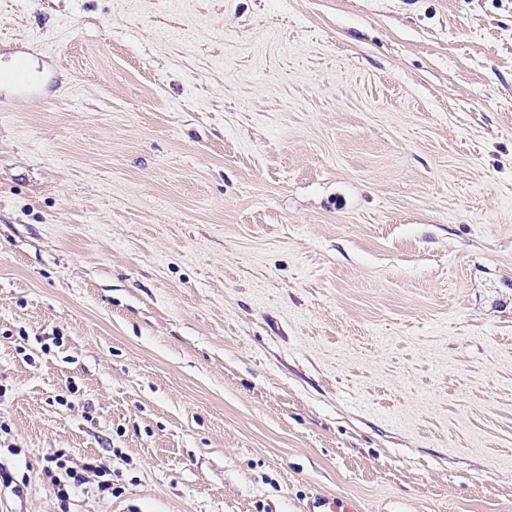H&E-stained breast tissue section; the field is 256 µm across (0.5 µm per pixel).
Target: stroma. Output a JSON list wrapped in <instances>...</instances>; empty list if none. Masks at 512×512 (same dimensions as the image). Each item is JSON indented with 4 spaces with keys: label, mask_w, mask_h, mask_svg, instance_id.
<instances>
[{
    "label": "stroma",
    "mask_w": 512,
    "mask_h": 512,
    "mask_svg": "<svg viewBox=\"0 0 512 512\" xmlns=\"http://www.w3.org/2000/svg\"><path fill=\"white\" fill-rule=\"evenodd\" d=\"M0 388V512H512V0H0ZM43 468L44 475L49 479L53 496L58 503L60 511H64L67 502L77 491L93 493H109L112 495V479H102L107 475L105 464L95 457L88 458L81 465H71V457L66 450L60 449L46 458ZM89 474H93L97 480L96 487ZM359 506L351 499L336 498L330 500L327 496L318 495L309 501L305 512H359Z\"/></svg>",
    "instance_id": "stroma-1"
}]
</instances>
